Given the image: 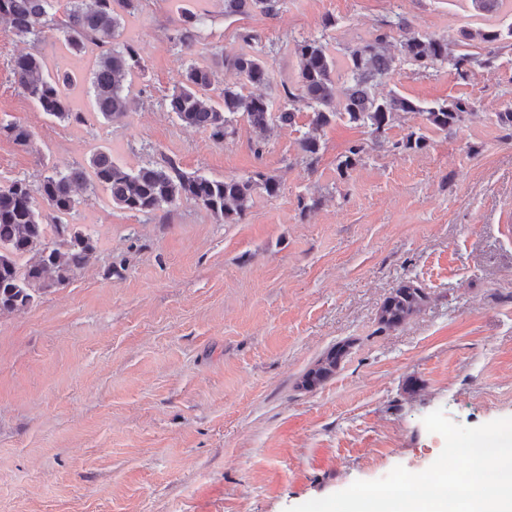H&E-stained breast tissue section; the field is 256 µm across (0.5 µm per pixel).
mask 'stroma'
I'll list each match as a JSON object with an SVG mask.
<instances>
[{"mask_svg":"<svg viewBox=\"0 0 512 512\" xmlns=\"http://www.w3.org/2000/svg\"><path fill=\"white\" fill-rule=\"evenodd\" d=\"M184 8L211 16L189 54L170 40ZM398 16L485 50L462 40L461 0H281L276 15L233 18L224 0H140L122 37L143 50V105L106 123L91 115L92 58L51 35L18 42L0 22V123L26 126L35 145L0 136V182L37 184L45 166L87 164L100 147L127 168L170 157L191 175L281 184L237 224L191 201L146 215L80 192L70 221L96 240L94 259L0 315V512H286L398 465L428 468L443 449L423 424L434 410L466 427L512 417V127L498 120L512 110L511 48L465 81L445 64L401 65L379 95L461 98L473 113L416 152L397 143L424 120L404 116L343 180L336 158L368 141L363 128L326 127L310 172L302 127L271 130L258 154L246 123L217 144L165 105L190 63L239 52L242 30L278 46L262 90L276 101L298 71L290 41L322 35L340 50ZM33 51L77 73L85 123L61 125L17 89L7 62ZM310 196L319 206L302 209ZM408 281L427 305L381 329V305ZM337 343V373L299 389Z\"/></svg>","mask_w":512,"mask_h":512,"instance_id":"1","label":"stroma"}]
</instances>
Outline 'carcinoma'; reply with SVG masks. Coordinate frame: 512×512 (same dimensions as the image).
<instances>
[{"instance_id": "carcinoma-1", "label": "carcinoma", "mask_w": 512, "mask_h": 512, "mask_svg": "<svg viewBox=\"0 0 512 512\" xmlns=\"http://www.w3.org/2000/svg\"><path fill=\"white\" fill-rule=\"evenodd\" d=\"M510 1L470 0L486 26L464 29L462 36L488 44L489 50L483 56L469 52L455 55L448 51L445 37L408 35L409 24L400 17L381 23L372 39L348 48L340 59L323 38L296 40L291 49L299 60L296 84L282 85V99L276 107L260 94L244 93L249 86L260 88L271 83L272 72L265 57L276 51L275 44L267 45L259 34L244 31L239 34L244 48L222 58L223 69L234 74L236 82L230 84L220 79L218 71L209 65L192 63L180 84L166 96L167 108L182 124L209 133L216 144L234 133L241 119L256 134L258 152L271 126H293L298 114L306 110L308 123L299 147L309 171L315 169L320 159L321 131L337 120L367 129L377 147L384 145L387 130L401 113L419 114L431 127L447 131L469 113L470 102L459 98L423 107L396 93L379 97L374 87L401 60L424 70L436 62L446 63L461 80L468 79L475 69L492 64L496 45L512 40V23L492 22ZM278 3L279 0H224V17L257 12L273 15ZM137 6L138 0H67L61 11L58 0H0V19L9 23L11 32L21 41L34 44L55 33L75 57L94 52V115L109 122L137 106V96L132 93L128 78L145 71L142 49L133 42L117 41L125 15L134 13ZM180 21L172 40L191 52L201 38L206 17L185 9ZM395 30L405 33L397 56L386 48ZM9 69L17 87L39 111L61 123L84 122L69 96V91L78 84L74 71L58 68L52 73L45 59L33 52L13 57ZM1 132L21 147L32 142L29 130L16 122L0 124ZM400 146L420 151L427 146L426 135L412 131L402 142L394 144L396 148ZM366 152V145L358 143L336 157L338 177H346L362 162ZM82 185L99 187L112 204L143 214H155L189 200L226 224H237L243 219L256 190L269 197L280 190L278 179L271 175L258 172L247 178L211 179L184 173L172 159L160 165L125 169L101 149L92 152L88 166L65 172L54 170L42 176L35 186L24 180L1 185L0 314L33 306L42 294L68 284L95 255L96 241L67 220L77 207L76 192ZM39 199L47 210L37 207ZM427 302L428 295L423 289L409 282L399 285L383 302L388 318L380 321L381 327H398ZM341 349L342 345L336 344L322 354L316 368L308 372L313 382L320 383L336 370Z\"/></svg>"}]
</instances>
